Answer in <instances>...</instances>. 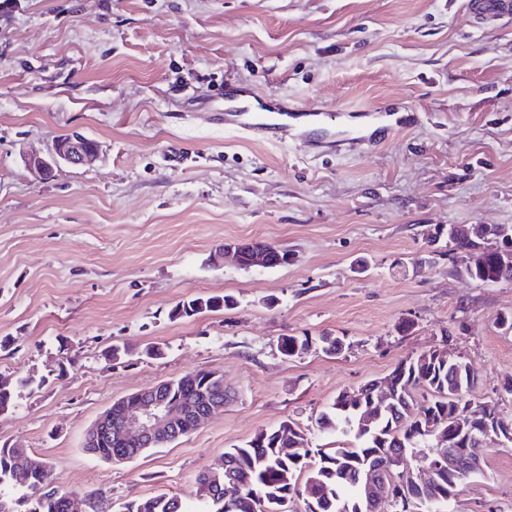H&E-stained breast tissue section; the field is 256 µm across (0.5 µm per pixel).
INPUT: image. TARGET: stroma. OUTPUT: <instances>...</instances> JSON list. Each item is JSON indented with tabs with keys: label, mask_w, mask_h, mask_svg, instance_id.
I'll return each instance as SVG.
<instances>
[{
	"label": "stroma",
	"mask_w": 512,
	"mask_h": 512,
	"mask_svg": "<svg viewBox=\"0 0 512 512\" xmlns=\"http://www.w3.org/2000/svg\"><path fill=\"white\" fill-rule=\"evenodd\" d=\"M466 0H0V379L17 403L0 445L30 449L114 512L161 493L194 503L225 450L293 421L312 447L336 395L410 355L465 358L478 402L512 420V281L458 275L441 228L512 225V21L478 25ZM336 115L322 150L298 130L252 141L214 121L226 86ZM81 133L90 167L36 178L28 154ZM264 241L287 265L224 263ZM234 304L171 318L191 296ZM337 336L285 356V336ZM128 346L117 362L104 355ZM161 347L158 356L148 346ZM218 370L230 400L193 434L122 464L83 448L113 402ZM440 512H512V447Z\"/></svg>",
	"instance_id": "obj_1"
}]
</instances>
